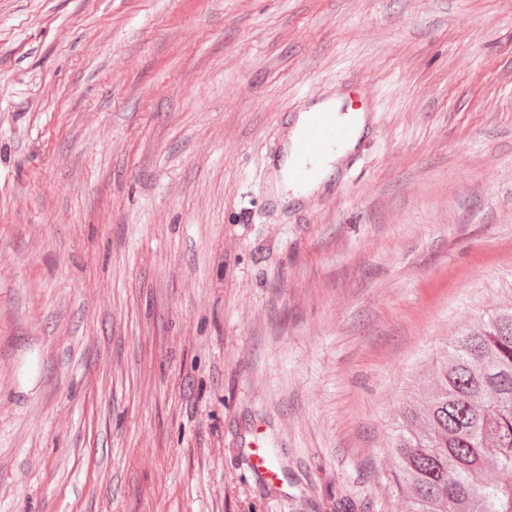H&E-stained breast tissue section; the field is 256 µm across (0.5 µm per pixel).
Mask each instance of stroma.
Listing matches in <instances>:
<instances>
[{
	"mask_svg": "<svg viewBox=\"0 0 512 512\" xmlns=\"http://www.w3.org/2000/svg\"><path fill=\"white\" fill-rule=\"evenodd\" d=\"M510 305L512 0H0V512H403L399 406ZM322 107H336V109L314 112L306 126L312 111ZM341 107L342 101L340 99H329L310 107L307 111L300 112L292 120L288 132V144L285 146L279 162V178L275 181L272 189L276 198H281L282 194L289 190L292 192L293 198L320 190L332 179L337 162L357 146L366 130L365 114L363 112H347L341 115L340 112H336ZM337 117L351 121L353 134L351 125L339 121ZM300 135L301 137L297 142V151L299 154L308 157L316 156L328 146L336 145L351 138L311 160L309 163L312 168V176L307 182L299 184L290 178L289 172L294 165L304 164V161L296 153V141Z\"/></svg>",
	"mask_w": 512,
	"mask_h": 512,
	"instance_id": "35a3bbf8",
	"label": "stroma"
}]
</instances>
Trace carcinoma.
<instances>
[{"instance_id":"obj_1","label":"carcinoma","mask_w":512,"mask_h":512,"mask_svg":"<svg viewBox=\"0 0 512 512\" xmlns=\"http://www.w3.org/2000/svg\"><path fill=\"white\" fill-rule=\"evenodd\" d=\"M389 448L406 512H512V307L448 340Z\"/></svg>"}]
</instances>
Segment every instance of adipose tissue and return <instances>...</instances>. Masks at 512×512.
Returning <instances> with one entry per match:
<instances>
[{
    "label": "adipose tissue",
    "mask_w": 512,
    "mask_h": 512,
    "mask_svg": "<svg viewBox=\"0 0 512 512\" xmlns=\"http://www.w3.org/2000/svg\"><path fill=\"white\" fill-rule=\"evenodd\" d=\"M309 118V112L304 111L297 114L291 122L288 132V143L279 162V177L272 189L274 196L279 197L289 191L292 192L293 196L298 197L320 190L322 186L332 179L337 162L354 150L366 130V117L364 113H348L347 118L353 125L351 138L311 160L312 176L307 182L299 184L290 178L289 172L294 165L300 162V158L296 153V141L302 134Z\"/></svg>",
    "instance_id": "adipose-tissue-1"
}]
</instances>
